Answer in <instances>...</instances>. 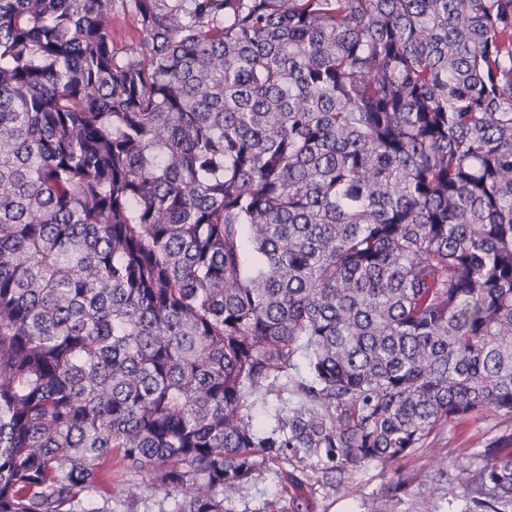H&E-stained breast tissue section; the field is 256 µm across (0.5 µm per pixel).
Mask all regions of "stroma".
Wrapping results in <instances>:
<instances>
[{"instance_id": "35a3bbf8", "label": "stroma", "mask_w": 512, "mask_h": 512, "mask_svg": "<svg viewBox=\"0 0 512 512\" xmlns=\"http://www.w3.org/2000/svg\"><path fill=\"white\" fill-rule=\"evenodd\" d=\"M498 448L512 449V415L486 412L434 430L404 461L408 482L393 503L381 495L395 475L372 463L334 483L319 465L274 463L231 503L232 512H465L473 474Z\"/></svg>"}]
</instances>
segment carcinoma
Masks as SVG:
<instances>
[{"label": "carcinoma", "mask_w": 512, "mask_h": 512, "mask_svg": "<svg viewBox=\"0 0 512 512\" xmlns=\"http://www.w3.org/2000/svg\"><path fill=\"white\" fill-rule=\"evenodd\" d=\"M485 411L512 0H0V512H229ZM472 485L506 512L512 452ZM110 27L112 29V46L119 51L135 43L142 36L138 16L135 12L128 9L112 13Z\"/></svg>", "instance_id": "1"}]
</instances>
